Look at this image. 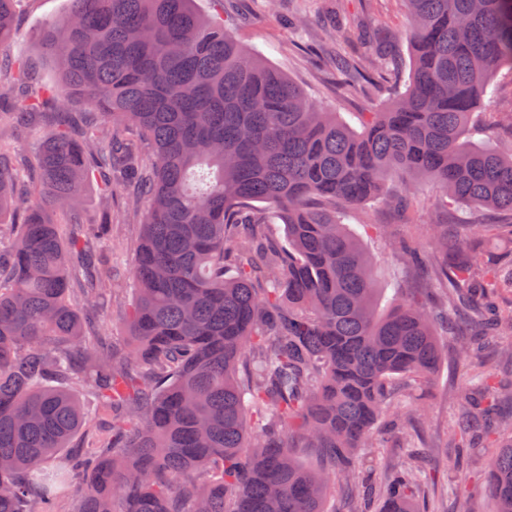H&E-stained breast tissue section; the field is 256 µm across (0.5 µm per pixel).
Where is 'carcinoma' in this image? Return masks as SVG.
Instances as JSON below:
<instances>
[{
  "label": "carcinoma",
  "instance_id": "cac0c4a2",
  "mask_svg": "<svg viewBox=\"0 0 512 512\" xmlns=\"http://www.w3.org/2000/svg\"><path fill=\"white\" fill-rule=\"evenodd\" d=\"M15 2L0 0V45ZM193 2L69 0L40 31L62 97L29 154L10 133L36 124L53 92L26 63H0V219L31 190L48 199L19 211L0 246V512H58L70 493L81 512H325L338 490L344 512H418L426 475L405 431L423 405L401 392L438 375V330L462 306L475 318L448 344L464 408L451 444H486L488 490L512 512V419L487 396V352L500 354L488 337L512 336V310L489 297L512 289V258L475 261L484 237L512 239V221L452 232L437 219L427 250L395 242L404 274L430 269L431 304L399 286L386 298L342 220L372 201L407 214L385 182L412 176L440 186L441 211L512 214V150L468 135L491 78L512 68V0H405V91L360 131ZM332 63L346 82L365 69L352 54ZM19 90L23 112L6 104ZM94 186L101 224L81 216ZM119 190L124 218L150 202L122 351L85 335L111 300L99 244ZM74 386L112 416L91 461L64 454L90 423ZM382 436L406 461L374 485L355 480V450Z\"/></svg>",
  "mask_w": 512,
  "mask_h": 512
}]
</instances>
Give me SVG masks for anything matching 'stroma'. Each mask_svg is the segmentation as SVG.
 I'll use <instances>...</instances> for the list:
<instances>
[{
    "label": "stroma",
    "instance_id": "obj_1",
    "mask_svg": "<svg viewBox=\"0 0 512 512\" xmlns=\"http://www.w3.org/2000/svg\"><path fill=\"white\" fill-rule=\"evenodd\" d=\"M68 0H19L12 40L0 46V57L27 61L46 85H55L56 69L40 51L38 33L43 24L68 10ZM402 0H224L225 27L230 36L257 51L266 62L300 85L323 111L339 113L352 127H359L364 113L378 111L393 96L390 85L371 86L368 93L349 94L339 87L327 66L326 52L337 47L365 55L369 63L395 60L409 66V26ZM436 190L425 179L415 182L411 220L402 223L398 214L375 202L357 210L351 226L389 224L402 237L424 244L434 215ZM138 225L115 221L112 235L103 244L111 253L121 279H128ZM381 280H404L406 287H424L428 274L402 277V260L386 237L366 239ZM427 417L417 428L416 441L422 465L429 473L418 502L420 512H496L484 483V451L466 452L448 445V425L460 414L458 387L452 366H443L426 387ZM465 487L461 497H451L448 486Z\"/></svg>",
    "mask_w": 512,
    "mask_h": 512
}]
</instances>
